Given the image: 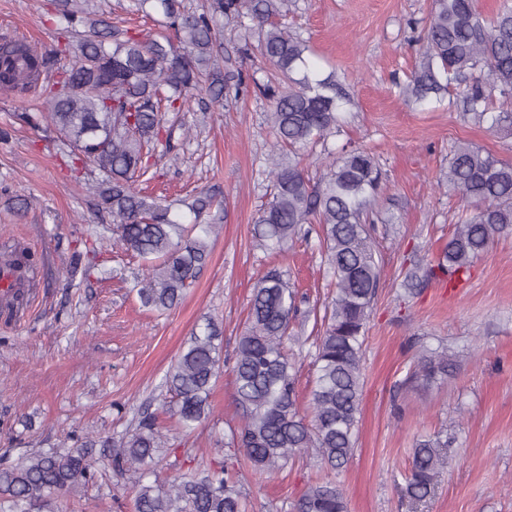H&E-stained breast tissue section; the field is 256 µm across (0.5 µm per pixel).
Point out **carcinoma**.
Instances as JSON below:
<instances>
[{"label":"carcinoma","instance_id":"carcinoma-1","mask_svg":"<svg viewBox=\"0 0 512 512\" xmlns=\"http://www.w3.org/2000/svg\"><path fill=\"white\" fill-rule=\"evenodd\" d=\"M176 40L148 38L91 17L89 0H55L56 47L49 53L21 40L0 44V85L25 91L50 72L42 86V109L20 120L44 122L97 173L89 184L94 206L112 215L117 243L144 261L138 281L143 306L164 313L184 294L209 260L214 224H182L172 204L148 201L133 187L145 175L144 158L163 145L161 112H179L200 91L220 102L244 89L241 74L224 71L220 29L248 17L258 29L261 57L278 71L276 83L255 84L271 101L267 122L274 141L266 178L270 201L254 221L260 246L283 251L321 225L324 256L335 279V296L315 344L310 417L297 407L298 382L288 342L298 293L283 271L272 267L253 289L247 330L240 336L232 374L241 425L228 445L269 478L314 450L328 476L308 485L292 512H347L337 476L357 444L363 387L365 332L379 286L373 225L381 220L373 204L383 183L374 156L359 147L321 161L312 181L300 152L339 131L346 93L332 77L319 78L308 64V41L288 27L293 0H207L188 11L183 0H156ZM421 62L403 97L462 105L477 122L512 136V0H499L490 16L475 0H432ZM448 188L466 204L436 263L414 262L405 279L420 286L446 276L459 281L493 242L512 235V162L469 143L448 159ZM223 336L207 319L192 334L165 375L181 428L192 431L210 415V391L221 370ZM445 350L427 351L410 368L405 383L448 376ZM453 438L437 432L415 441L404 497L420 502L435 490L448 466ZM108 451V465L135 489V512H248L247 499L229 467L184 473L162 480L151 469L167 450V438L151 414L115 439H88L76 448L26 454L0 464V507L6 512H55V497L96 482L93 451Z\"/></svg>","mask_w":512,"mask_h":512}]
</instances>
